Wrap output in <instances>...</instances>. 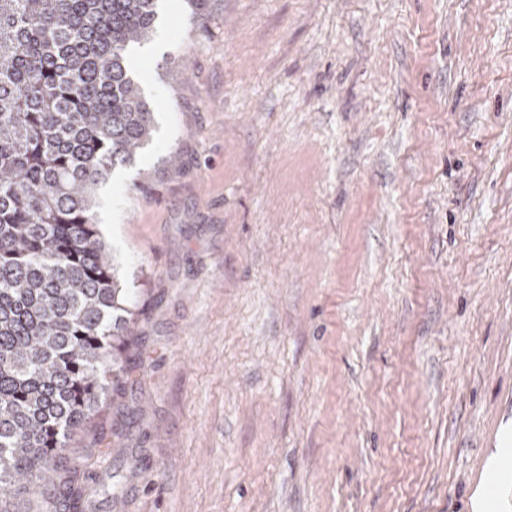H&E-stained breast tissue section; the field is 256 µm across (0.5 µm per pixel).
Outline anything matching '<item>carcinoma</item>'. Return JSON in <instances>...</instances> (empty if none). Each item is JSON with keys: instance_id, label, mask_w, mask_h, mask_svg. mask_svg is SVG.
<instances>
[{"instance_id": "obj_1", "label": "carcinoma", "mask_w": 512, "mask_h": 512, "mask_svg": "<svg viewBox=\"0 0 512 512\" xmlns=\"http://www.w3.org/2000/svg\"><path fill=\"white\" fill-rule=\"evenodd\" d=\"M159 0H0V503L53 481L130 326L95 194L153 138L128 66ZM56 503L75 507L70 483Z\"/></svg>"}]
</instances>
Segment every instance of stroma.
<instances>
[{
	"mask_svg": "<svg viewBox=\"0 0 512 512\" xmlns=\"http://www.w3.org/2000/svg\"><path fill=\"white\" fill-rule=\"evenodd\" d=\"M157 26L154 139L99 192L137 310L57 463L76 512H471L512 420V0Z\"/></svg>",
	"mask_w": 512,
	"mask_h": 512,
	"instance_id": "1",
	"label": "stroma"
}]
</instances>
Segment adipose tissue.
I'll return each mask as SVG.
<instances>
[{
	"instance_id": "ef3b65f1",
	"label": "adipose tissue",
	"mask_w": 512,
	"mask_h": 512,
	"mask_svg": "<svg viewBox=\"0 0 512 512\" xmlns=\"http://www.w3.org/2000/svg\"><path fill=\"white\" fill-rule=\"evenodd\" d=\"M499 446L487 459V481L476 491L474 512H512V428L502 427Z\"/></svg>"
}]
</instances>
